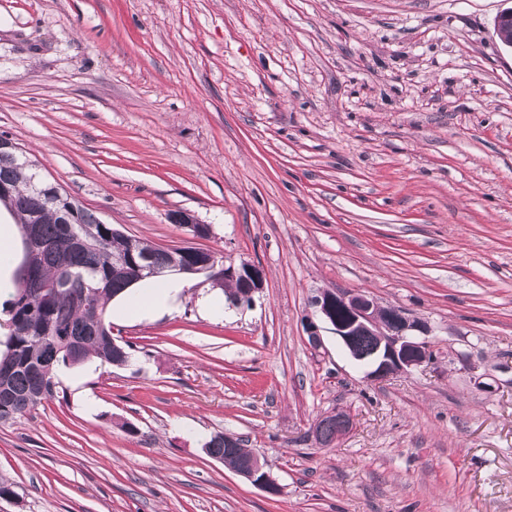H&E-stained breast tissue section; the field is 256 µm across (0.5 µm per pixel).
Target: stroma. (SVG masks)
<instances>
[{
	"label": "stroma",
	"mask_w": 512,
	"mask_h": 512,
	"mask_svg": "<svg viewBox=\"0 0 512 512\" xmlns=\"http://www.w3.org/2000/svg\"><path fill=\"white\" fill-rule=\"evenodd\" d=\"M510 7L0 0V134L124 234L266 275L248 303L202 275L162 313L113 300L129 362L0 423V512H512ZM323 289L427 322L431 362L369 381L311 344ZM336 408L354 428L320 447ZM218 432L278 494L206 454Z\"/></svg>",
	"instance_id": "obj_1"
}]
</instances>
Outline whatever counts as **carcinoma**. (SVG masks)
<instances>
[{
  "label": "carcinoma",
  "mask_w": 512,
  "mask_h": 512,
  "mask_svg": "<svg viewBox=\"0 0 512 512\" xmlns=\"http://www.w3.org/2000/svg\"><path fill=\"white\" fill-rule=\"evenodd\" d=\"M26 156L0 157V184L10 186L8 209L22 230L33 227L41 247L24 259L8 301L6 350L0 353V422L23 416L45 399L60 397L57 370L93 357L121 367L130 346L112 339L107 321L110 301L145 278V268L161 272L184 266L217 283L227 299L244 290L231 279L217 278L204 266L206 257L193 247L158 248L103 223L59 186L36 171ZM206 453L240 469L252 456L239 437L213 434Z\"/></svg>",
  "instance_id": "cac0c4a2"
}]
</instances>
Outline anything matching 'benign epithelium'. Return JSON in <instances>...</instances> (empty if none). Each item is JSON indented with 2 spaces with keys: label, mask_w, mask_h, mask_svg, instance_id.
<instances>
[{
  "label": "benign epithelium",
  "mask_w": 512,
  "mask_h": 512,
  "mask_svg": "<svg viewBox=\"0 0 512 512\" xmlns=\"http://www.w3.org/2000/svg\"><path fill=\"white\" fill-rule=\"evenodd\" d=\"M495 33L502 44L512 48V8L497 15ZM224 275L239 282L247 299L265 285L263 269L254 263L230 265L224 268ZM313 306L317 320L310 319L306 324L310 342L319 345L320 324L330 326L349 356L366 369V378L371 381L408 373L431 359L429 342L424 339L431 332L430 327L399 309L379 306L366 293L326 289L315 296ZM358 336L372 338L369 352L364 354L355 348L353 340ZM326 424L334 428L329 448L339 444L352 429L350 417L339 409L323 415L316 426ZM237 474L270 494L276 493V483L256 456Z\"/></svg>",
  "instance_id": "obj_1"
}]
</instances>
